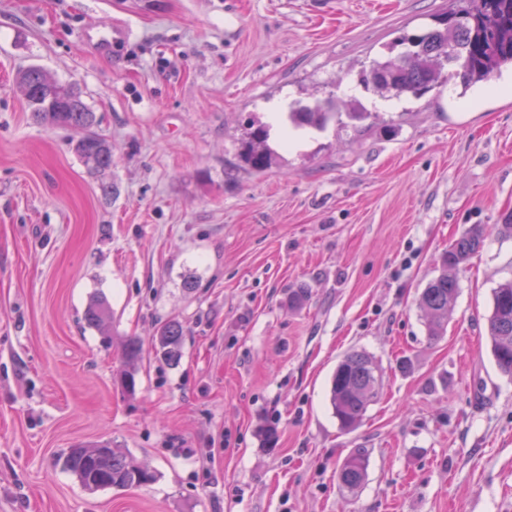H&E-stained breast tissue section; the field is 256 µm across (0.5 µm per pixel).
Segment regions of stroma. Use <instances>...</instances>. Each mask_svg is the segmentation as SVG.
Wrapping results in <instances>:
<instances>
[{
    "label": "stroma",
    "instance_id": "stroma-1",
    "mask_svg": "<svg viewBox=\"0 0 512 512\" xmlns=\"http://www.w3.org/2000/svg\"><path fill=\"white\" fill-rule=\"evenodd\" d=\"M449 3L0 0V512H512V377L487 336L512 278V70L463 96L445 82L387 101L361 82ZM97 30L109 50L86 42ZM29 65L80 88L106 176L75 154L79 130L33 120L15 83ZM332 96L369 118L289 128L293 102ZM258 124L262 171L239 158ZM477 224L484 246L429 340L419 296ZM171 319L173 365L153 349ZM353 350L381 386L346 432L329 397ZM100 441L154 482L85 490L64 457ZM355 448L369 462L352 494L338 473Z\"/></svg>",
    "mask_w": 512,
    "mask_h": 512
}]
</instances>
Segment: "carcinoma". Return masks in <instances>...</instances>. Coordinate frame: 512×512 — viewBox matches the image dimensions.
<instances>
[{"instance_id":"cac0c4a2","label":"carcinoma","mask_w":512,"mask_h":512,"mask_svg":"<svg viewBox=\"0 0 512 512\" xmlns=\"http://www.w3.org/2000/svg\"><path fill=\"white\" fill-rule=\"evenodd\" d=\"M465 5L441 19L443 28L407 39V47L396 58L374 60L361 82L383 98H420L431 91L445 65L458 82L461 94L512 68V0H463ZM16 82L23 90L35 120L43 126L79 128L83 135L75 142L74 152L99 175L112 166V144L97 131L99 121L82 99L78 89L60 82L38 65L18 71ZM336 116L332 100L314 105L296 102L288 108L293 128L323 130ZM269 127L257 126L243 152L244 162L253 170L268 168L273 153L268 145ZM484 243V233L474 226L455 239L441 256L443 272L423 289L420 308L430 339L444 335L448 316L458 292L457 279L448 274L466 264ZM110 314L106 299L95 297L85 320L98 327ZM492 355L498 369L512 376V279L500 283L492 292L488 316ZM183 325L172 319L160 329L158 348L167 362L179 359ZM379 394L377 367L364 352H351L337 364L332 377L330 402L344 430L356 428L369 405ZM64 466L88 491L123 490L151 483L154 474L143 469L128 453L112 451L98 454L94 448L78 446L69 450ZM368 451L354 448L344 460L339 479L354 492L367 478Z\"/></svg>"}]
</instances>
